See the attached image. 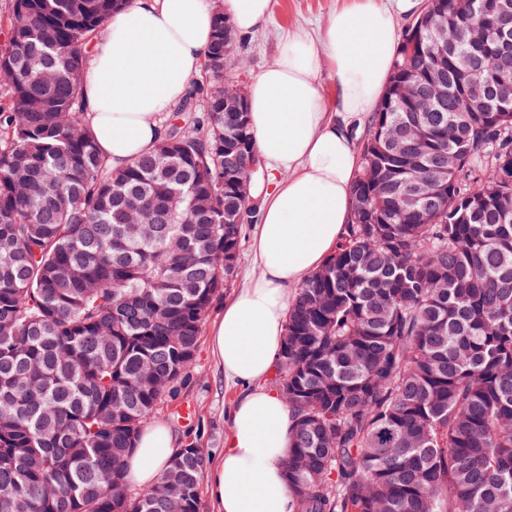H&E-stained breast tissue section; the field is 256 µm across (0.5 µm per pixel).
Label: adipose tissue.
<instances>
[{
    "mask_svg": "<svg viewBox=\"0 0 512 512\" xmlns=\"http://www.w3.org/2000/svg\"><path fill=\"white\" fill-rule=\"evenodd\" d=\"M271 0H131L89 51L84 112L113 169L156 145L160 117L203 66L216 10L237 34L265 27ZM420 0H351L314 32L281 38L248 87L249 123L268 172L252 241L253 266L209 334L232 404L223 451L206 467L214 512H292L286 463L294 415L267 386L303 281L334 251L352 218L358 139L377 110L400 46L396 17ZM176 452L160 422L142 429L129 483L152 485Z\"/></svg>",
    "mask_w": 512,
    "mask_h": 512,
    "instance_id": "adipose-tissue-1",
    "label": "adipose tissue"
}]
</instances>
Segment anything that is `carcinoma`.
<instances>
[{
	"label": "carcinoma",
	"mask_w": 512,
	"mask_h": 512,
	"mask_svg": "<svg viewBox=\"0 0 512 512\" xmlns=\"http://www.w3.org/2000/svg\"><path fill=\"white\" fill-rule=\"evenodd\" d=\"M130 0H13L0 45V512H201L204 457L180 448L132 494L126 460L193 366L247 224L224 153H256L247 115L224 111V3L201 80L154 148L120 170L82 110L86 50ZM480 0H424L385 98L361 136L352 224L291 304L276 387L295 414V512H512V114L469 112L460 86L512 100L496 33L457 72L414 27ZM442 71L441 112L396 86ZM423 116L413 173L389 136ZM435 203L406 208L410 175Z\"/></svg>",
	"instance_id": "1"
}]
</instances>
